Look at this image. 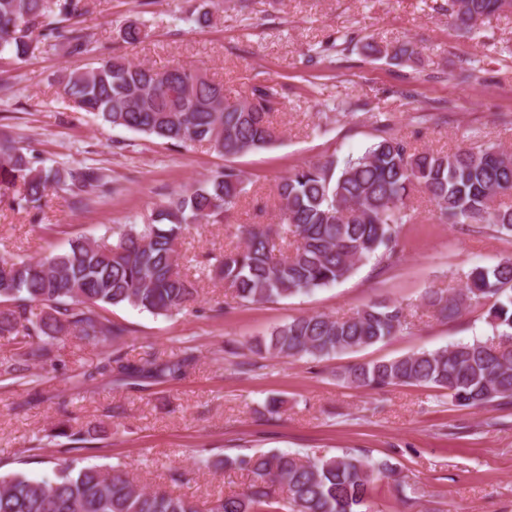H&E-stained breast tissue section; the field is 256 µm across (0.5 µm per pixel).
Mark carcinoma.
<instances>
[{
    "label": "carcinoma",
    "mask_w": 512,
    "mask_h": 512,
    "mask_svg": "<svg viewBox=\"0 0 512 512\" xmlns=\"http://www.w3.org/2000/svg\"><path fill=\"white\" fill-rule=\"evenodd\" d=\"M503 12L502 0H448L455 27L472 32L477 23ZM84 0H0V56H27L52 42L72 56L89 51L81 24ZM122 39L147 36L130 20ZM369 54L399 65L418 54L411 42ZM61 94L103 123L164 140L174 146L201 144L220 156L272 146L280 131L271 121L281 101L273 85L229 99L224 85L181 64L161 68L112 56L99 65L65 74ZM0 169L22 209L42 207L50 191L72 204L112 194L107 169L40 166L19 142L0 133ZM425 188L442 224H487L512 235V153L488 146L454 153L417 150L403 136L379 137L363 154L331 157L298 167L276 185L277 224L244 225V244L214 257L213 266L241 303L276 301L347 279L372 257L396 256L398 228L407 223L411 186ZM246 193L238 169L227 166L133 224L93 242L76 237L63 251L43 259L0 256V336L23 349V361L55 366L56 341L68 336L103 342L120 340L124 327L100 310L130 306L154 315L178 312L195 300L197 288L182 272L177 243L190 224L218 220ZM437 316L452 319L471 303L490 301L491 337L421 350L390 360L355 364L342 375L349 386L383 389L410 385L448 391L459 406L486 408L512 402V258L475 266L457 291L432 289L424 296ZM408 327L399 304L373 302L350 315L316 313L294 318L263 337L251 350L282 358H329L382 342ZM115 372L139 370L119 356L101 359L75 374L83 384ZM224 467L248 472L239 493L199 503L163 490L140 489L116 469L58 465L49 476L24 473L0 477V512H368L375 481L392 472L385 461L350 453L303 459L288 452L224 459Z\"/></svg>",
    "instance_id": "1"
}]
</instances>
